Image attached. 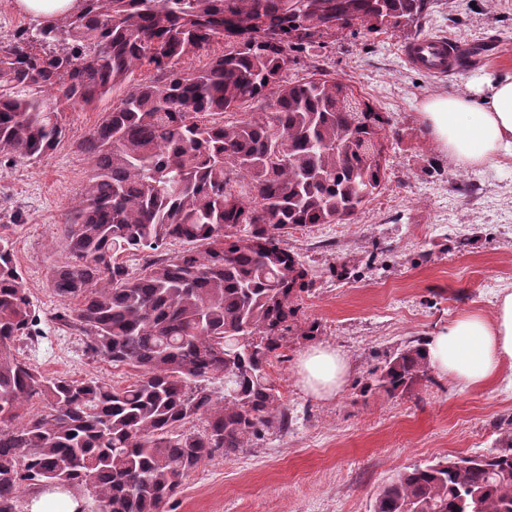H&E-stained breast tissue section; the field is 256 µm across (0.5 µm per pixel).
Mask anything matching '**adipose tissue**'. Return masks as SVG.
<instances>
[{
    "label": "adipose tissue",
    "instance_id": "1",
    "mask_svg": "<svg viewBox=\"0 0 512 512\" xmlns=\"http://www.w3.org/2000/svg\"><path fill=\"white\" fill-rule=\"evenodd\" d=\"M420 116L431 141L458 167L512 160V73L481 76L466 94L429 95ZM428 354L434 368L466 387L499 376L512 365V292L496 296L492 314H459L432 337ZM346 374L345 357L321 343L308 346L297 365L300 385L319 399L336 396Z\"/></svg>",
    "mask_w": 512,
    "mask_h": 512
}]
</instances>
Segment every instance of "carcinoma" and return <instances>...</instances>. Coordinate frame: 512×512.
<instances>
[{
  "mask_svg": "<svg viewBox=\"0 0 512 512\" xmlns=\"http://www.w3.org/2000/svg\"><path fill=\"white\" fill-rule=\"evenodd\" d=\"M432 0H82L23 26L0 48V155L38 159L66 136L62 113L123 98L80 143L92 173L63 227L69 260L55 318L86 353L135 371L116 387L48 377L16 355L38 316L0 230V512L22 486L79 491L91 512H164L185 474L287 425L268 368L307 276L288 230L349 224L385 182L388 119L355 85L320 70L283 76L336 34L418 28ZM215 42L199 69L178 64ZM147 67L152 80L129 84ZM150 260L137 276L124 253ZM427 342L375 374L393 396L427 376ZM33 401L44 409L31 412ZM203 417L202 434L184 425ZM408 467L373 512H512V451Z\"/></svg>",
  "mask_w": 512,
  "mask_h": 512,
  "instance_id": "obj_1",
  "label": "carcinoma"
}]
</instances>
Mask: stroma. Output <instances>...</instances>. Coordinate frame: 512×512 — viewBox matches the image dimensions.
Segmentation results:
<instances>
[{"label":"stroma","mask_w":512,"mask_h":512,"mask_svg":"<svg viewBox=\"0 0 512 512\" xmlns=\"http://www.w3.org/2000/svg\"><path fill=\"white\" fill-rule=\"evenodd\" d=\"M419 34L458 41L469 68L435 75L405 62L406 33L349 28L286 70L292 81L317 68L352 80L387 115L386 182L353 223L311 224L284 237L307 272L269 369L288 424L192 470L165 512H372L379 489L404 467L512 446V370L477 388L434 369L392 397L370 387L409 341L437 335L461 312L491 313L496 295L512 290V162L458 168L419 120L426 96L512 73V0H433ZM117 101L66 112L65 141L40 160L0 157V225L40 319L39 340L20 342V355L48 375L122 387L129 369L87 356L83 334L53 320L61 302L51 289L67 260L61 228L91 170L78 144ZM312 323L318 332H309ZM315 343L337 348L349 364L343 390L328 400L298 382L297 360Z\"/></svg>","instance_id":"stroma-1"}]
</instances>
